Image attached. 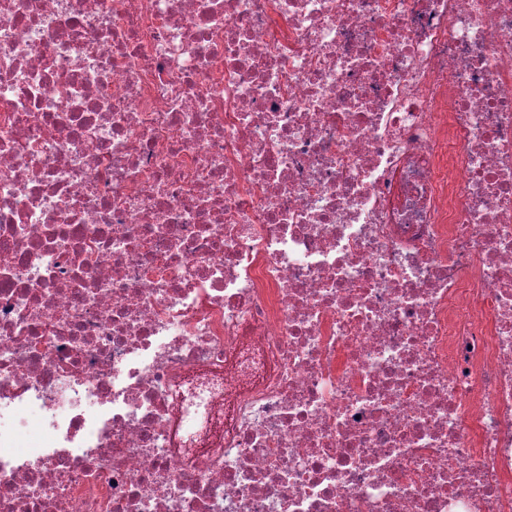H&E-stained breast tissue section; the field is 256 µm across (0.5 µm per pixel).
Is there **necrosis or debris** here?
I'll use <instances>...</instances> for the list:
<instances>
[{
  "label": "necrosis or debris",
  "mask_w": 512,
  "mask_h": 512,
  "mask_svg": "<svg viewBox=\"0 0 512 512\" xmlns=\"http://www.w3.org/2000/svg\"><path fill=\"white\" fill-rule=\"evenodd\" d=\"M0 512H512V0H0Z\"/></svg>",
  "instance_id": "obj_1"
}]
</instances>
